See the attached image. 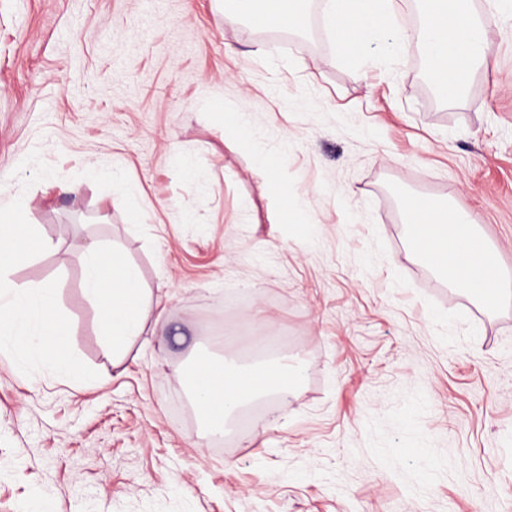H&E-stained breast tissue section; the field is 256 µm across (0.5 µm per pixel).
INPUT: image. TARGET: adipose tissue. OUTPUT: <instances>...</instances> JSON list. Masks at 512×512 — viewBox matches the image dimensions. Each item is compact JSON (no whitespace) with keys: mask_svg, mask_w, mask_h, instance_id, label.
Returning <instances> with one entry per match:
<instances>
[{"mask_svg":"<svg viewBox=\"0 0 512 512\" xmlns=\"http://www.w3.org/2000/svg\"><path fill=\"white\" fill-rule=\"evenodd\" d=\"M409 231L425 230L445 241L453 240L457 229H464L476 248L475 262L469 278L449 273L448 282L468 288L472 279L496 278L497 265L493 249L479 236L469 215L430 198H414L407 204ZM27 206L9 204L0 207V251L12 258L24 253V242L31 226ZM111 260H104V253ZM79 255L85 266V290L103 311L100 333L113 358L123 356L129 347L144 336L154 335L149 325L152 296L141 285L137 271L125 259L119 247L99 243L81 246ZM55 295L52 289L24 286L0 275V342L15 343L27 359L38 361L51 370L67 375L72 371L71 344L66 325H52ZM259 366L247 368L211 358L198 371L192 388V401L205 415L209 432L224 431L234 412L244 405L272 393L287 395L302 378L301 370L284 371L280 380L260 378Z\"/></svg>","mask_w":512,"mask_h":512,"instance_id":"1","label":"adipose tissue"}]
</instances>
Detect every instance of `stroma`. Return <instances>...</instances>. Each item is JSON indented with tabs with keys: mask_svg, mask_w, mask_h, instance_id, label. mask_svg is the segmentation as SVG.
Listing matches in <instances>:
<instances>
[{
	"mask_svg": "<svg viewBox=\"0 0 512 512\" xmlns=\"http://www.w3.org/2000/svg\"><path fill=\"white\" fill-rule=\"evenodd\" d=\"M471 5L496 54L447 106L416 54L341 66L326 0L300 29L214 0H0V203L34 231L8 277L54 289L75 367L0 358V512H512V301L449 286L404 209H465L512 281V12ZM239 102L305 211L225 136ZM93 241L160 317L117 365L71 250ZM262 320L305 375L215 442L191 352L253 363Z\"/></svg>",
	"mask_w": 512,
	"mask_h": 512,
	"instance_id": "obj_1",
	"label": "stroma"
}]
</instances>
